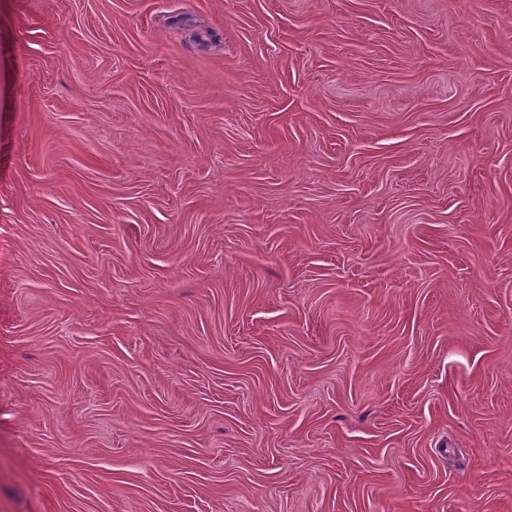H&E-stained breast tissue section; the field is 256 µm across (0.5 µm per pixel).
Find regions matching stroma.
Listing matches in <instances>:
<instances>
[{
	"mask_svg": "<svg viewBox=\"0 0 512 512\" xmlns=\"http://www.w3.org/2000/svg\"><path fill=\"white\" fill-rule=\"evenodd\" d=\"M0 512H512V0H0Z\"/></svg>",
	"mask_w": 512,
	"mask_h": 512,
	"instance_id": "35a3bbf8",
	"label": "stroma"
}]
</instances>
